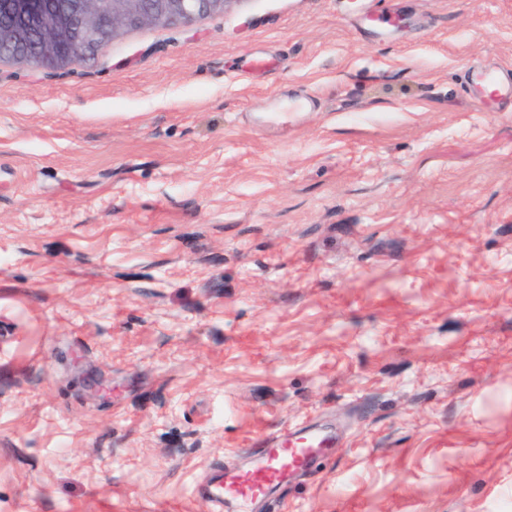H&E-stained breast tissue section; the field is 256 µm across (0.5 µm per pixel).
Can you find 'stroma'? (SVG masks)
Returning a JSON list of instances; mask_svg holds the SVG:
<instances>
[{
	"label": "stroma",
	"instance_id": "35a3bbf8",
	"mask_svg": "<svg viewBox=\"0 0 512 512\" xmlns=\"http://www.w3.org/2000/svg\"><path fill=\"white\" fill-rule=\"evenodd\" d=\"M478 64L512 68V0H241L0 63V512H211L210 471L311 424L335 452L274 512L511 505Z\"/></svg>",
	"mask_w": 512,
	"mask_h": 512
}]
</instances>
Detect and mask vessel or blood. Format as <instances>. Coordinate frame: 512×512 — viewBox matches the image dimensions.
I'll return each mask as SVG.
<instances>
[{"mask_svg":"<svg viewBox=\"0 0 512 512\" xmlns=\"http://www.w3.org/2000/svg\"><path fill=\"white\" fill-rule=\"evenodd\" d=\"M467 82L478 89L493 87L496 98L512 107V73L486 69L468 76ZM325 451L323 436L314 431L294 441L269 439L250 466L229 477L216 476L208 498L216 512H250L253 501L270 495L289 474L310 469Z\"/></svg>","mask_w":512,"mask_h":512,"instance_id":"obj_1","label":"vessel or blood"}]
</instances>
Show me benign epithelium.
I'll return each instance as SVG.
<instances>
[{
    "instance_id": "7a95c632",
    "label": "benign epithelium",
    "mask_w": 512,
    "mask_h": 512,
    "mask_svg": "<svg viewBox=\"0 0 512 512\" xmlns=\"http://www.w3.org/2000/svg\"><path fill=\"white\" fill-rule=\"evenodd\" d=\"M240 0H76L73 20L50 22L46 0H0V45L38 33V56H18L10 62L30 68L60 71L78 60L98 57L110 41L143 27H190L227 13Z\"/></svg>"
}]
</instances>
